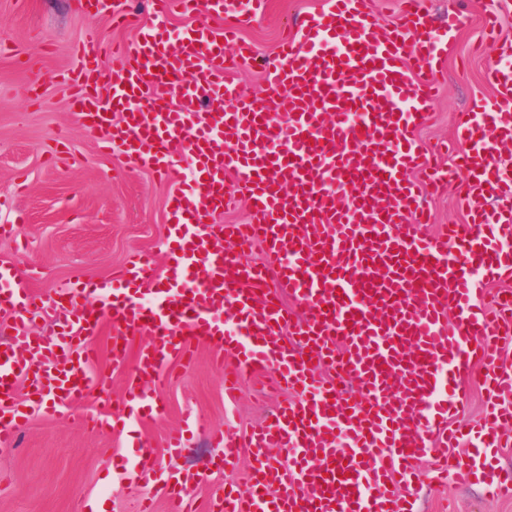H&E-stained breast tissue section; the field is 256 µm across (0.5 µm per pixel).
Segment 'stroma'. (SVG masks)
<instances>
[{
    "label": "stroma",
    "mask_w": 512,
    "mask_h": 512,
    "mask_svg": "<svg viewBox=\"0 0 512 512\" xmlns=\"http://www.w3.org/2000/svg\"><path fill=\"white\" fill-rule=\"evenodd\" d=\"M324 0H264L255 17L241 25L256 62L234 77L252 95L265 89L268 63L287 23ZM501 12L500 32L512 42V6L504 0H428L427 13L441 22L448 13L462 20L440 64L445 78L429 123L418 131L422 146L451 140L460 112L488 96L481 75L494 59L482 42L481 15ZM109 39L134 41L137 29H116L110 12H76L73 0H0V224L20 223L16 238L0 237V262L12 265L32 289L51 296L75 273L100 279L120 269L129 253L169 252L167 198L172 189L151 172L125 169L119 152L101 148L91 130L70 112L56 73L72 63L70 47L88 28ZM161 390L164 411L133 430L102 433L42 410L31 411L0 451V473L10 485L0 491V512H139L150 488L126 479L144 455L163 470L194 471L198 512H210L224 485L242 481L250 466L242 456L235 469L216 464L224 447L209 432L247 431L264 422L279 403L263 379L243 376L235 398L224 394V376L206 345L191 361L175 363ZM183 431L185 449L169 456L166 437ZM417 512H512V500L489 497L480 485L452 478L422 480L415 492Z\"/></svg>",
    "instance_id": "35a3bbf8"
}]
</instances>
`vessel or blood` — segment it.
I'll return each mask as SVG.
<instances>
[{
    "mask_svg": "<svg viewBox=\"0 0 512 512\" xmlns=\"http://www.w3.org/2000/svg\"><path fill=\"white\" fill-rule=\"evenodd\" d=\"M150 5L154 25L114 52L108 73L91 29L56 78L104 148L174 181L165 267L136 253L110 277L73 276L47 304L0 263V310L11 317L0 326V443L30 410L70 418L104 391L109 377L95 368L104 354L132 374L128 411L104 407L84 425L109 431L160 414L164 367L203 344L216 362H233L226 393L251 372L296 395L261 427L225 435V467L244 449L252 466L246 489L225 487L215 512H414L409 489L425 459L434 474L512 499V470L496 462L512 432V363L500 355L512 337V290L481 287L512 279V209L487 207L512 198V174L494 162L512 132V42L484 70L492 96L457 123L463 150L434 169L415 134L430 117L457 17L439 29L424 0H404L383 31L371 0H325L280 43L264 95L248 97L232 75L253 49L235 28L173 35L166 20L177 11L244 21L257 0ZM108 103L121 119L105 113ZM413 172L436 189L465 173L467 223L423 237L431 213ZM235 192L249 202L247 223H212ZM257 244L264 262L245 261ZM48 312L56 342L21 337ZM138 336L145 342L130 354ZM474 363L484 368L483 416L449 427ZM460 445L467 459L454 455ZM198 482L170 476L156 492L170 512H192Z\"/></svg>",
    "mask_w": 512,
    "mask_h": 512,
    "instance_id": "vessel-or-blood-1",
    "label": "vessel or blood"
}]
</instances>
